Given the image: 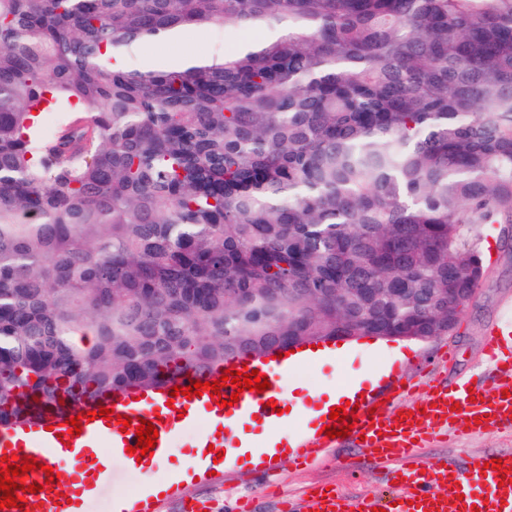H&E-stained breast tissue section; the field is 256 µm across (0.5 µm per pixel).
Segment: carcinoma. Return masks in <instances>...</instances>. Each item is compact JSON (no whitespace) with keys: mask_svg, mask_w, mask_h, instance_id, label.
Here are the masks:
<instances>
[{"mask_svg":"<svg viewBox=\"0 0 512 512\" xmlns=\"http://www.w3.org/2000/svg\"><path fill=\"white\" fill-rule=\"evenodd\" d=\"M220 25L279 36L114 67ZM488 224L512 0H0V428L290 343L446 335Z\"/></svg>","mask_w":512,"mask_h":512,"instance_id":"obj_1","label":"carcinoma"}]
</instances>
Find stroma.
Segmentation results:
<instances>
[{
    "mask_svg": "<svg viewBox=\"0 0 512 512\" xmlns=\"http://www.w3.org/2000/svg\"><path fill=\"white\" fill-rule=\"evenodd\" d=\"M246 38V33L234 26L188 29L180 42L148 45L128 56L125 65L138 68L152 57L185 50L199 54L231 52ZM499 232L496 225L479 229L489 244L488 275L451 334L423 343L407 342L399 348L388 342L371 349L360 339L349 345L345 357L308 365L298 370V377L312 390L320 391L364 377L370 368L391 362L415 383H451L471 376L483 386H491L492 375L483 360V345L489 330L500 323L505 304L512 302V251L497 248L495 240ZM507 450H512V430L472 434L461 420L451 432L422 442L417 456L425 462L445 457L456 461L464 456ZM276 467V473L267 478L229 468L184 486L183 493L206 501L208 512H231L234 502L240 498L251 502L252 512H282L286 502L302 499L324 484L333 485L347 495L389 491L387 470L379 466L368 449L354 444L324 449L305 468L295 467L284 458L277 460Z\"/></svg>",
    "mask_w": 512,
    "mask_h": 512,
    "instance_id": "obj_1",
    "label": "stroma"
}]
</instances>
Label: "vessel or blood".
<instances>
[{"label":"vessel or blood","mask_w":512,"mask_h":512,"mask_svg":"<svg viewBox=\"0 0 512 512\" xmlns=\"http://www.w3.org/2000/svg\"><path fill=\"white\" fill-rule=\"evenodd\" d=\"M512 329V305H506L504 325L490 330L485 354L495 373L491 388L469 387L461 382L454 386L441 383L432 385L421 404L413 405L411 415L396 420L390 404L410 391L409 383L396 374H389L381 398L360 400L356 425L351 439H362L363 445L373 451L376 458L391 463L389 472L394 491L389 496L378 494L352 498L337 490L320 488L316 495L294 503L290 512H512V453L499 452L505 475L484 467V456L469 458L466 467L455 462L439 460L425 463L424 467L407 466L416 444L424 436L448 429L459 419H466L471 432L482 433L490 428L512 429V345L503 339L505 330ZM288 357L258 359L252 356L233 357L223 369L259 370L265 374L269 387L264 392L237 391L235 385L226 384L220 398L202 394L192 398L173 395V387H186L195 383L197 376L184 373L174 378L172 385L149 391L135 390L126 394L106 395L88 403V410L96 418L83 422L80 435L67 433V420L76 416L73 408L61 410L46 418L21 427L0 431V457L33 456L41 463V470L25 477V484L38 485V492H23L24 508L9 506L0 512H91L90 505L105 495L112 485V462L121 460L128 471L144 473L165 460L179 433L197 420L216 421L214 431L199 434L188 451L194 466L207 459L209 447L238 448L241 445L257 447L255 433L262 427L283 428L289 421L288 401L280 383L295 367ZM223 369L206 374V381L220 379ZM239 392L238 402H231L232 392ZM228 400V407L217 404ZM114 409L120 416L150 421L159 432L157 443L143 458L129 452L136 445L135 429L121 431L119 424L99 416L100 407ZM325 424L317 413L306 416L305 438L296 440L287 457L295 466L308 465L326 448L342 445V437L329 438L321 432ZM74 462L72 482L77 494L72 504H59L56 492L43 490L47 476L45 465L51 464L54 453ZM507 485H500V478Z\"/></svg>","instance_id":"1"}]
</instances>
